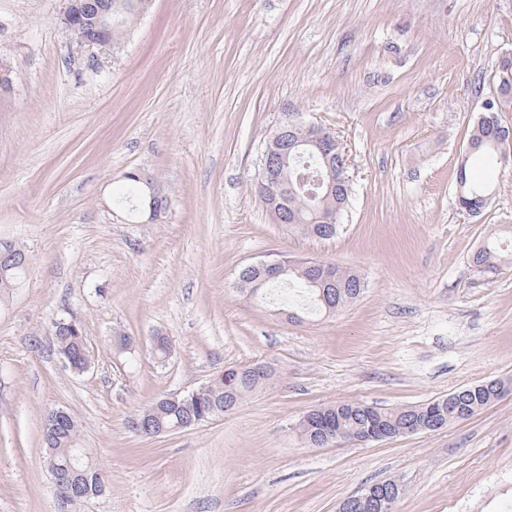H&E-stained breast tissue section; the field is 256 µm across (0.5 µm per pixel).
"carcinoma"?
<instances>
[{"mask_svg": "<svg viewBox=\"0 0 512 512\" xmlns=\"http://www.w3.org/2000/svg\"><path fill=\"white\" fill-rule=\"evenodd\" d=\"M148 0H112V45H117L125 34L140 19ZM495 86L504 85L507 93L503 97L494 95L483 101V107L474 122L467 144L469 151L463 161L457 162L456 198L459 207L470 215L478 216L483 213L490 201L497 177L502 168L500 162L501 130L506 128L500 120V112L505 107L512 106V56L504 55L499 58L495 67ZM480 160L486 171L483 179L476 180L471 173V163ZM308 163L313 167L323 165V159L317 148L306 146L302 155H297L293 149L288 154V179H293L295 168ZM128 186L122 193L121 199L130 202L137 198L148 201L145 184L136 178L127 177ZM283 188L287 219L291 221L288 229L304 236L321 240H330L336 236L339 224L323 223V215L333 212L341 215L349 199L348 184L336 185L334 194L319 195L309 198L297 187ZM504 236L512 237V224H497L489 231L483 244L472 255V264L480 272L496 273L501 269L512 266V252L500 247L499 239ZM323 260H290L288 272L277 278L266 279L260 273L248 267L238 274V287L247 295L260 298L265 295L268 287L278 283L287 288L299 289L300 297L307 302L308 309L314 313L331 314L357 299L364 291L365 282L354 271L336 266L333 277L328 278L324 273ZM58 354L69 360L72 370L79 372L91 362V352L84 333L74 336H59L56 338ZM276 380V373L268 370L256 374L246 367L238 369V376L229 386L225 382L206 386L201 397L178 401V405L165 406L159 398L140 409L136 416L145 413L154 415L157 426L164 429L177 428L188 417L198 418L209 415L211 406L219 403L224 405V411L238 407L242 401L257 391L262 390ZM509 381L498 380L491 390L483 388V384L468 386L472 390L469 400L464 404L452 401V398L463 393L458 389L446 396L436 398L426 404L406 406L395 409H381L359 403H346L335 406H321L309 410L306 416L295 424V430L301 441L309 447H319L311 440L315 434V425L323 419L339 423L341 433L336 439L340 444L348 442L355 435L366 431L371 422L385 424L392 435H397L412 424H420L422 430L431 431L429 421L434 419L442 423V427L467 419L475 413L494 403ZM80 430L73 418H57V410L47 413L42 428V443L47 450V462L67 463L66 449L79 444Z\"/></svg>", "mask_w": 512, "mask_h": 512, "instance_id": "carcinoma-1", "label": "carcinoma"}]
</instances>
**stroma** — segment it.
I'll return each mask as SVG.
<instances>
[{"label": "stroma", "instance_id": "35a3bbf8", "mask_svg": "<svg viewBox=\"0 0 512 512\" xmlns=\"http://www.w3.org/2000/svg\"><path fill=\"white\" fill-rule=\"evenodd\" d=\"M66 7L0 0V243L27 256L0 300V512H337L386 479L402 487L394 512H512V394L385 442L312 448L294 431L318 406L392 409L512 380V268L470 263L512 222V165L481 216L455 198L458 156L512 52V0H153L93 64ZM290 120L345 149L333 239L274 223L254 195ZM131 172L165 196L157 216L115 204ZM283 256L350 268L366 288L287 321L280 290L260 301L235 286ZM61 317L82 326L85 372L60 361ZM119 334L132 357L113 356ZM259 362L278 381L233 411L150 438L126 424ZM58 408L106 476L103 495L66 508L41 442Z\"/></svg>", "mask_w": 512, "mask_h": 512}]
</instances>
